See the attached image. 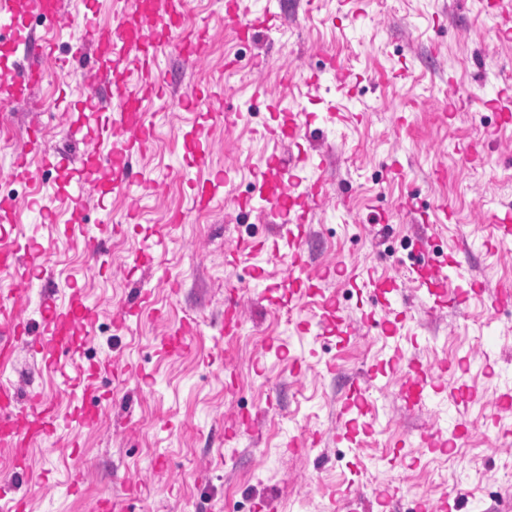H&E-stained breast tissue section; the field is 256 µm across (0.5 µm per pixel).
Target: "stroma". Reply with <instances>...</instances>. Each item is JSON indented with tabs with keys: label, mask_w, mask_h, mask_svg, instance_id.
I'll use <instances>...</instances> for the list:
<instances>
[{
	"label": "stroma",
	"mask_w": 512,
	"mask_h": 512,
	"mask_svg": "<svg viewBox=\"0 0 512 512\" xmlns=\"http://www.w3.org/2000/svg\"><path fill=\"white\" fill-rule=\"evenodd\" d=\"M249 11L280 13L272 30L244 39L193 0L188 27L207 25L209 55L194 61L167 49L158 64L165 97L185 83L206 93L197 106L161 112L145 101L152 141L135 172L154 182L137 205L128 196L66 201L69 174L29 184L7 180L0 193L52 198L56 218L23 209L8 233L37 237L53 276L20 294L18 310L38 335L40 298L68 301L82 289L92 345L64 372L49 374L41 354L19 346L0 377L31 412V394L54 400L58 425L48 443L0 447V479L13 477L26 512H97L101 497L122 512H413L422 496H461L462 512H512V308L475 294L466 304H433L411 267L415 242L433 237L437 259L464 253L467 274L512 289V238L495 217L512 209V126L500 127L497 95H512V41L501 40L492 0H241ZM343 65V88L308 91L304 76L327 56ZM298 73L284 83V72ZM315 122L278 144L257 85ZM81 70L46 81L0 116L25 128H52L41 150L81 157L96 146L109 115L83 119ZM205 126L208 169L184 147ZM304 156L303 183L328 182L304 227L300 286L283 283L267 253L286 227L270 213L240 210L256 171L272 152ZM227 175L208 209L193 203L189 180ZM109 225H100L102 213ZM182 223H171L174 213ZM390 225L389 234L378 232ZM106 241L105 265L90 270V238ZM397 285L409 300L395 335L369 325L365 278ZM177 282L178 294L164 289ZM146 295L138 315L115 328L116 311ZM240 304L242 329L224 331V300ZM199 326L185 350L165 337L185 318ZM401 342L418 368L444 361L454 388L429 387L410 402ZM108 362L100 421L76 430L67 419L82 390L77 370ZM380 386L351 438L338 415L369 370ZM443 430L444 448L420 438ZM82 491L66 484L73 467ZM395 490L387 506L378 494Z\"/></svg>",
	"instance_id": "35a3bbf8"
}]
</instances>
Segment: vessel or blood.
<instances>
[{"mask_svg": "<svg viewBox=\"0 0 512 512\" xmlns=\"http://www.w3.org/2000/svg\"><path fill=\"white\" fill-rule=\"evenodd\" d=\"M189 0H139L134 11L115 12L108 24L98 23L94 11H86L82 17V37L71 44L65 59L57 69L68 75L74 63L84 62L91 56V63H84L85 83L93 94L87 107L93 112L115 111L116 116L98 135L104 147L82 156L79 179L70 186L73 201L92 193L123 195L131 181L133 172L131 159L134 153L144 151L150 141L151 129L142 112L145 99L152 97L165 84L166 77L157 66V59L167 47H176L184 56L205 58L209 42L206 28L185 32L184 20L188 14ZM31 13L45 20L49 26L60 24V0H31ZM223 21L226 27L237 34L250 35L267 29V20L241 10L239 0H226ZM9 31L10 36L0 48V102L9 104L25 98L38 86L47 71L46 54L37 47L27 23L20 20L11 0H0V31ZM137 67V84L129 86L124 63ZM315 119L306 109L292 114L289 124L269 127L272 138H292ZM29 148L16 153L9 176L15 180L36 182L49 171L69 169L72 157L64 152L42 153L38 164H31ZM108 170L106 182L95 181L99 170ZM223 183L222 174L196 181L192 185L194 201L198 208H207L218 187ZM329 190L324 182L316 181L301 186L293 175L291 166L277 155L264 161L260 180L255 183L256 199L268 202L272 216L285 218L289 210L300 208L308 211L311 201L327 197ZM303 237H289L283 247L275 249L269 256L271 262L281 267L282 277L296 283L304 265ZM417 270L429 272L441 284L456 282L455 295L465 300L469 294L466 275L467 263L460 256L449 257L442 264L433 262L426 245H418ZM20 249L16 245L0 247V271L16 273L18 282H26L28 274L22 273ZM43 335L35 347L47 365L61 364L60 355L85 333L90 324V311L79 290H72L66 306H58L51 296L42 298ZM27 324L17 312L12 295L0 296V362L11 360L17 343L28 336ZM34 421L24 427L15 412L17 397L10 387H0V437L15 439L25 444L49 435L56 427L58 418L53 401L44 396H35Z\"/></svg>", "mask_w": 512, "mask_h": 512, "instance_id": "obj_1", "label": "vessel or blood"}]
</instances>
